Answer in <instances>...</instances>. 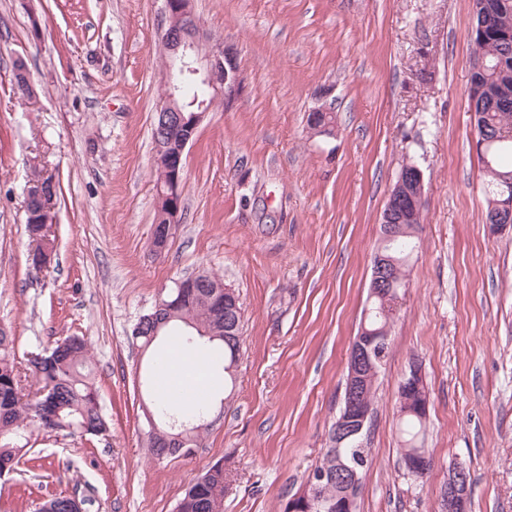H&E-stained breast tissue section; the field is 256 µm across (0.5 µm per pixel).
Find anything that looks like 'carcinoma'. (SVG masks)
Listing matches in <instances>:
<instances>
[{
    "label": "carcinoma",
    "instance_id": "1",
    "mask_svg": "<svg viewBox=\"0 0 512 512\" xmlns=\"http://www.w3.org/2000/svg\"><path fill=\"white\" fill-rule=\"evenodd\" d=\"M475 23L472 41L474 58L485 61L484 68L470 75L468 102L475 105L476 136L484 130L496 132L512 126V0H474ZM487 23L480 30L481 23ZM185 103L196 100L212 102L210 94L188 76L182 86ZM489 165L486 169L487 201L501 199L512 186V138H489L482 148ZM40 209L37 201L25 204L26 224L30 234L44 237V225L37 224L31 215ZM423 212L412 216L398 237L383 241L379 251L397 261V279L404 283L409 272L411 255L417 248V228ZM387 295L379 293L369 300L365 322L369 330L390 329L392 317L385 313ZM242 312L228 310L218 315L216 306L205 288L187 289L185 309L178 311L153 341L140 339L150 352L162 342L182 348L202 349L224 360V382L235 383L234 371L241 350ZM28 371L36 378L35 386L22 384L20 366L16 360L15 337L0 327V470L12 472L29 449L22 444L26 430L34 427L44 431H70L77 425L78 437L90 439L109 429L98 397L99 390L92 376L90 355L85 337L69 335L50 349L27 359ZM374 373L364 368L356 376L346 374L344 384L358 386L363 403L370 407L374 398ZM408 395L399 392L397 416L401 452H413L427 459L431 469L433 459L424 448L426 418L414 405L407 403ZM146 412L154 416L159 426L156 434L146 433L147 446L155 458H160L166 435L173 432L171 423L181 426L180 432L189 441L188 447L200 445L202 433L198 420L209 415L206 402L196 401L186 407L175 405L169 398L154 396ZM344 463L362 475L369 463V449L361 441L346 442L343 447L328 448L323 459L306 476L304 483L315 486V502L309 512H333L336 502L344 500L346 478L336 476L338 463ZM224 463L218 461L191 484L179 500L177 512H224Z\"/></svg>",
    "mask_w": 512,
    "mask_h": 512
}]
</instances>
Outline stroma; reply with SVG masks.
Instances as JSON below:
<instances>
[{"label":"stroma","mask_w":512,"mask_h":512,"mask_svg":"<svg viewBox=\"0 0 512 512\" xmlns=\"http://www.w3.org/2000/svg\"><path fill=\"white\" fill-rule=\"evenodd\" d=\"M473 0H193L233 46L243 91L215 100L185 150L182 211L155 250L152 124L163 101L164 0H0V326L18 360L89 342L108 432L27 433L32 459L0 477V512L48 495L87 512H175L216 461L224 512H283L329 446L367 305L380 217L404 164L426 206L378 375L357 512H447L448 465L469 512H512V227L484 223L468 110ZM23 61L33 95L14 82ZM326 108L334 132H308ZM60 190L51 261L33 265L24 200L40 170ZM235 290L243 348L233 391L216 370L210 426L190 454L145 442L147 361L132 332L176 283ZM419 359L429 393L426 477L405 475L400 383ZM470 488L463 465L453 462L448 468V512H466Z\"/></svg>","instance_id":"1"}]
</instances>
